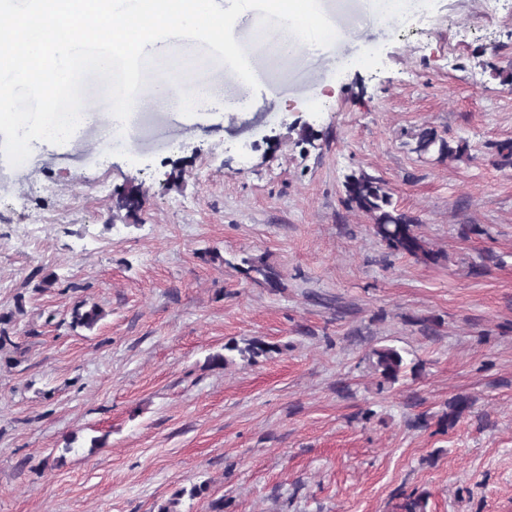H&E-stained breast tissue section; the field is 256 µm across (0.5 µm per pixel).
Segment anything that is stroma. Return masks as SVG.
Returning a JSON list of instances; mask_svg holds the SVG:
<instances>
[{"label":"stroma","instance_id":"35a3bbf8","mask_svg":"<svg viewBox=\"0 0 512 512\" xmlns=\"http://www.w3.org/2000/svg\"><path fill=\"white\" fill-rule=\"evenodd\" d=\"M321 7L346 38L296 58L239 30L258 88L171 38L152 55L200 63L215 92L194 115L141 112L106 139L97 116L0 158V512H157L177 493L180 512H512V168L493 148L512 86L491 75L512 66V0H412L397 24ZM425 127L468 159L417 153ZM360 171L438 263L344 205ZM50 181L68 210L40 199ZM130 188L135 222L114 210ZM84 301L105 311L91 330L71 324ZM231 340L269 351L212 364ZM384 345L408 364L392 385L370 361ZM242 262L247 266L242 271L253 282L266 284L271 287H277L281 284L280 272L264 259L244 258Z\"/></svg>","mask_w":512,"mask_h":512}]
</instances>
